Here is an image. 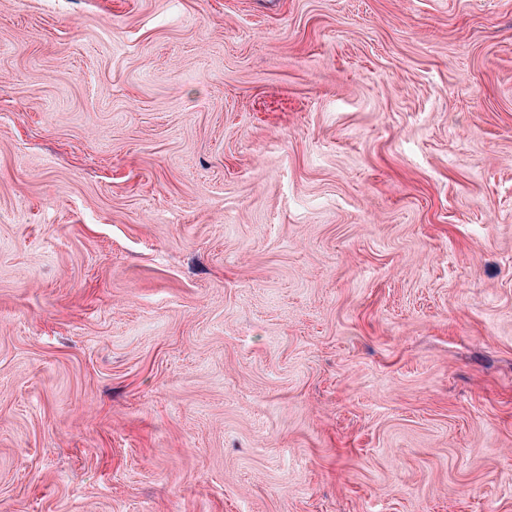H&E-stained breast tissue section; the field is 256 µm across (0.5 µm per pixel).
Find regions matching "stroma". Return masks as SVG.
Here are the masks:
<instances>
[{
	"mask_svg": "<svg viewBox=\"0 0 512 512\" xmlns=\"http://www.w3.org/2000/svg\"><path fill=\"white\" fill-rule=\"evenodd\" d=\"M0 512H512V0H0Z\"/></svg>",
	"mask_w": 512,
	"mask_h": 512,
	"instance_id": "obj_1",
	"label": "stroma"
}]
</instances>
